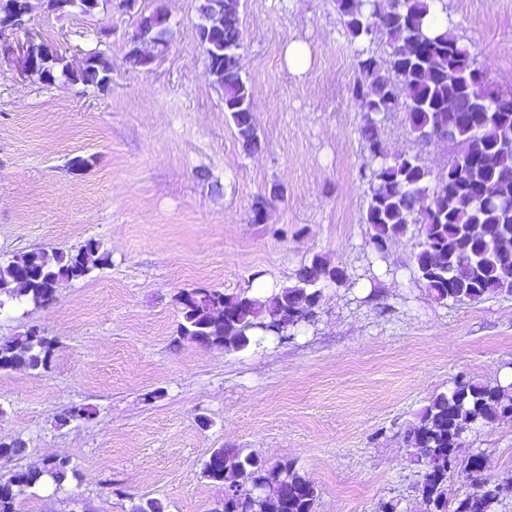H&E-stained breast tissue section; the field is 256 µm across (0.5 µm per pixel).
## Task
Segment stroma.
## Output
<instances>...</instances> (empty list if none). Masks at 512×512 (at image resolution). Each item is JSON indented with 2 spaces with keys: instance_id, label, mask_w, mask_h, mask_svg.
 <instances>
[{
  "instance_id": "stroma-1",
  "label": "stroma",
  "mask_w": 512,
  "mask_h": 512,
  "mask_svg": "<svg viewBox=\"0 0 512 512\" xmlns=\"http://www.w3.org/2000/svg\"><path fill=\"white\" fill-rule=\"evenodd\" d=\"M160 2L170 40L136 44L137 14ZM445 2L478 67L512 91V0ZM31 4L29 30L73 67L101 53L111 81L25 77L24 33L0 39V258L92 238L110 259L47 306L0 309V336L36 326L59 341L47 370L0 373V439L28 447L0 459V477L59 457L82 476L24 497L20 512H128L141 498L211 512L224 489L202 467L222 446L293 461L315 481L319 512H377L393 496L422 512L403 432L456 381L512 383V294L440 303L412 272L415 230L373 248L357 47L334 0H241V72L261 140L251 155L196 39L199 0H136L130 12L99 0L94 14L66 16ZM293 40L309 54L300 72L284 55ZM135 47L150 66L129 60ZM380 136L445 175L451 143L418 142L404 113L385 114ZM76 157L88 167H71ZM316 255L348 279L325 287L294 338L231 353L179 338L180 291L250 289L258 275L282 286ZM74 405L95 414L61 423ZM476 449L489 476L512 474V417L469 433L463 450Z\"/></svg>"
}]
</instances>
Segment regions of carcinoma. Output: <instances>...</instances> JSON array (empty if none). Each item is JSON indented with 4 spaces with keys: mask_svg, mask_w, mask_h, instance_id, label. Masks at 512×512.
Here are the masks:
<instances>
[{
    "mask_svg": "<svg viewBox=\"0 0 512 512\" xmlns=\"http://www.w3.org/2000/svg\"><path fill=\"white\" fill-rule=\"evenodd\" d=\"M430 0H336L344 33L358 50L357 75L351 92L363 108L360 138L373 164L362 173L369 186L362 223L370 225L371 242L382 252L418 225L419 240L412 256L413 273L438 302H477L512 294V92L484 79L470 48L450 28L434 32L427 21ZM98 0H46V9L59 15L90 13ZM197 29L215 35L199 38L213 83L224 91V111L232 120L242 149L260 147L252 91L241 74L243 28L240 0H203ZM166 13L156 9L139 18L136 39L167 44ZM385 38L386 58L370 54L363 44ZM111 67L92 52L79 69L47 48L37 53L33 77L43 84L59 78L104 88ZM406 115L408 132L422 142L449 140L456 152L446 175L431 182L430 171L416 155L389 153L380 138V117ZM90 239L74 251L34 249L0 260V307L5 302L42 307L56 298L62 280L87 276L104 265L109 254ZM344 269L314 256L295 274L294 281L268 296L248 290L226 293L215 288L180 292L182 322L178 335L204 339L227 352L282 336V318L291 327L312 322L325 286H340ZM57 340L30 327L0 337V372L16 369L44 371ZM512 416V396L499 384L458 381L435 395L415 415L403 435L414 462L421 467L415 486L425 512H498L512 500V477L484 476V452L460 450L473 429ZM26 442L0 441V457L19 458ZM474 482L461 498L448 497V481L457 469ZM77 476L66 458H53L41 467L22 468L0 478V512H19L20 500L38 491L60 490ZM202 476L224 487L227 497L211 512H261L265 500L278 495V512H318L319 490L292 461L270 463L237 448H215L204 462ZM129 512H167L156 498H141Z\"/></svg>",
    "mask_w": 512,
    "mask_h": 512,
    "instance_id": "obj_1",
    "label": "carcinoma"
}]
</instances>
